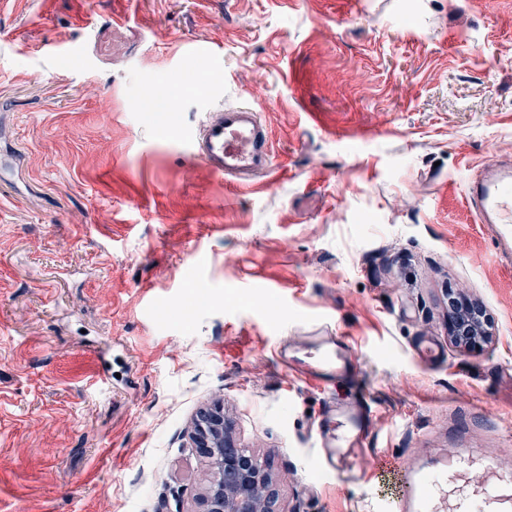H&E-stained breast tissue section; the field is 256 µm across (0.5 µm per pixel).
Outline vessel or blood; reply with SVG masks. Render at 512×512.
<instances>
[{
    "label": "vessel or blood",
    "mask_w": 512,
    "mask_h": 512,
    "mask_svg": "<svg viewBox=\"0 0 512 512\" xmlns=\"http://www.w3.org/2000/svg\"><path fill=\"white\" fill-rule=\"evenodd\" d=\"M189 148L212 174L235 177L242 185L273 166L270 133L248 105L211 113ZM467 197L481 223L512 227V162L486 164L480 178L469 183ZM290 366L310 387L330 395L316 427L325 470L348 486L368 484L366 451L374 415L366 401L346 389L357 375L351 346L344 337L319 330ZM402 479L408 493L383 504L382 512H512V473L496 466L489 449H449L404 468Z\"/></svg>",
    "instance_id": "obj_1"
}]
</instances>
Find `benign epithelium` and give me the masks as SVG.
Here are the masks:
<instances>
[{
    "mask_svg": "<svg viewBox=\"0 0 512 512\" xmlns=\"http://www.w3.org/2000/svg\"><path fill=\"white\" fill-rule=\"evenodd\" d=\"M448 335L462 349L489 341L488 318L477 305L460 303L448 321ZM195 443L209 466L208 487L199 501L200 512H281L279 496L265 460L235 444L224 426L220 408L200 413Z\"/></svg>",
    "mask_w": 512,
    "mask_h": 512,
    "instance_id": "1",
    "label": "benign epithelium"
}]
</instances>
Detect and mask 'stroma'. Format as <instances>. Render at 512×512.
I'll use <instances>...</instances> for the list:
<instances>
[{"label": "stroma", "mask_w": 512, "mask_h": 512, "mask_svg": "<svg viewBox=\"0 0 512 512\" xmlns=\"http://www.w3.org/2000/svg\"><path fill=\"white\" fill-rule=\"evenodd\" d=\"M242 104L278 165L248 187L189 156ZM495 157L512 0H0V512H195L216 406L282 512H377L402 480L325 474L327 396L276 359L321 325L376 412L369 464L512 471V255L465 198ZM452 298L489 344L450 342Z\"/></svg>", "instance_id": "35a3bbf8"}]
</instances>
